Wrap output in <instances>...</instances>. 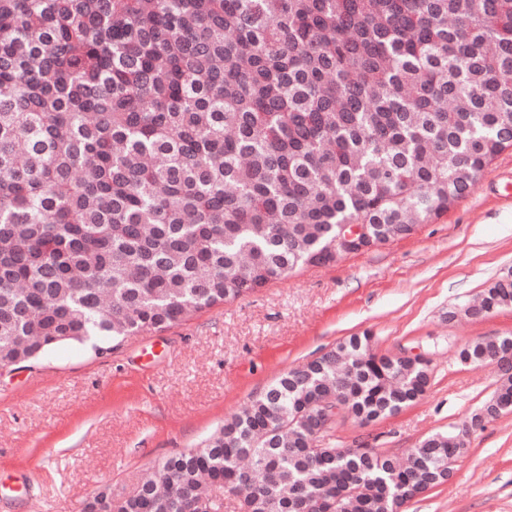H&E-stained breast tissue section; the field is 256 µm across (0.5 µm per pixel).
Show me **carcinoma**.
Here are the masks:
<instances>
[{
	"instance_id": "1",
	"label": "carcinoma",
	"mask_w": 512,
	"mask_h": 512,
	"mask_svg": "<svg viewBox=\"0 0 512 512\" xmlns=\"http://www.w3.org/2000/svg\"><path fill=\"white\" fill-rule=\"evenodd\" d=\"M512 148V0H0V369L162 331L329 256L346 226L411 236ZM512 308V279L483 292ZM512 336L459 352L479 366ZM429 364L353 335L282 374L154 477L91 512H405L469 426L408 459L316 449L303 405L360 426ZM512 413V372L484 404Z\"/></svg>"
}]
</instances>
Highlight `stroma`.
I'll list each match as a JSON object with an SVG mask.
<instances>
[{"label": "stroma", "instance_id": "1", "mask_svg": "<svg viewBox=\"0 0 512 512\" xmlns=\"http://www.w3.org/2000/svg\"><path fill=\"white\" fill-rule=\"evenodd\" d=\"M512 276V151L448 213L410 237L310 266L109 356L63 345L30 368L0 370V512H83L100 488L134 494L154 463L193 447L279 375L370 333L377 352L423 355L425 395L359 426L341 421L323 448L356 439L403 456L429 434L467 424L493 395L497 364H460L468 342L512 334V309L457 316ZM453 478L407 512H512V414L469 437Z\"/></svg>", "mask_w": 512, "mask_h": 512}]
</instances>
